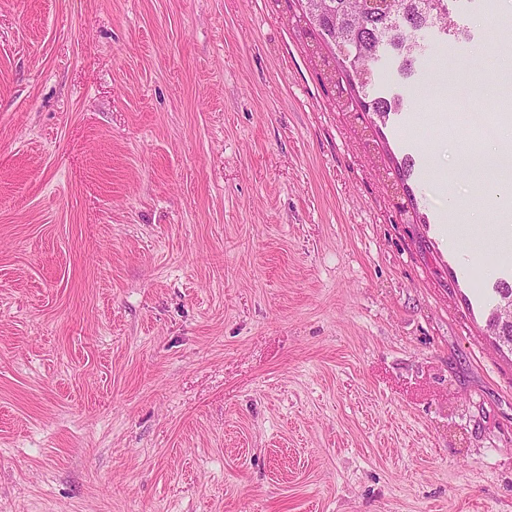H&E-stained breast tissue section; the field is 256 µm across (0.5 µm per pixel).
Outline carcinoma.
<instances>
[{
    "label": "carcinoma",
    "mask_w": 512,
    "mask_h": 512,
    "mask_svg": "<svg viewBox=\"0 0 512 512\" xmlns=\"http://www.w3.org/2000/svg\"><path fill=\"white\" fill-rule=\"evenodd\" d=\"M297 2L305 24L329 51L321 58L323 66L343 80L336 84L335 106L355 103L381 120L404 102L401 92L389 97L378 92L376 78L383 62L396 64V84L404 88L417 60L430 51L428 31L450 41L471 38L461 19L463 0H394L392 11L371 14L357 11L354 0H321L318 14L314 0Z\"/></svg>",
    "instance_id": "1"
}]
</instances>
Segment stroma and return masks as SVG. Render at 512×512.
Segmentation results:
<instances>
[{
	"label": "stroma",
	"mask_w": 512,
	"mask_h": 512,
	"mask_svg": "<svg viewBox=\"0 0 512 512\" xmlns=\"http://www.w3.org/2000/svg\"><path fill=\"white\" fill-rule=\"evenodd\" d=\"M464 17L376 126L288 0H0V512H512Z\"/></svg>",
	"instance_id": "35a3bbf8"
}]
</instances>
